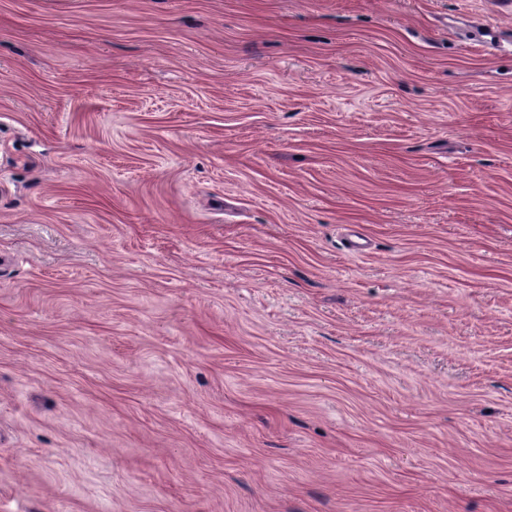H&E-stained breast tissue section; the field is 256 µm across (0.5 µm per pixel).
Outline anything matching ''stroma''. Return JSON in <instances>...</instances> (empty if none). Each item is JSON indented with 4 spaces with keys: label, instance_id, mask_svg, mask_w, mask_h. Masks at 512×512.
I'll use <instances>...</instances> for the list:
<instances>
[{
    "label": "stroma",
    "instance_id": "1",
    "mask_svg": "<svg viewBox=\"0 0 512 512\" xmlns=\"http://www.w3.org/2000/svg\"><path fill=\"white\" fill-rule=\"evenodd\" d=\"M0 512H512V0H0Z\"/></svg>",
    "mask_w": 512,
    "mask_h": 512
}]
</instances>
